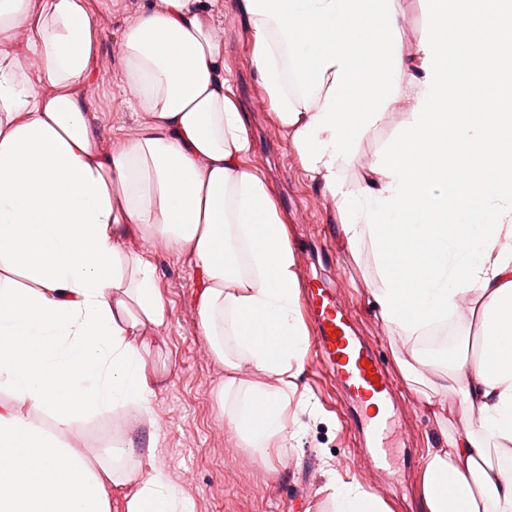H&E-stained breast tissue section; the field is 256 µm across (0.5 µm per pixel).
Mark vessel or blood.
I'll return each instance as SVG.
<instances>
[{"label":"vessel or blood","mask_w":512,"mask_h":512,"mask_svg":"<svg viewBox=\"0 0 512 512\" xmlns=\"http://www.w3.org/2000/svg\"><path fill=\"white\" fill-rule=\"evenodd\" d=\"M305 300L313 318L314 343L337 384L376 408L366 426L375 443L372 454L377 463H384L386 450L381 441L392 424L389 381L369 345L358 336L347 308L337 302L329 288L319 282H308Z\"/></svg>","instance_id":"b4317fda"}]
</instances>
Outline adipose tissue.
<instances>
[{"instance_id":"ef3b65f1","label":"adipose tissue","mask_w":512,"mask_h":512,"mask_svg":"<svg viewBox=\"0 0 512 512\" xmlns=\"http://www.w3.org/2000/svg\"><path fill=\"white\" fill-rule=\"evenodd\" d=\"M407 48L395 0H236L250 63L310 178L334 199L353 257L369 248L372 305L443 442L422 473L423 512H512V110L465 111L474 81L512 61V0H425ZM224 0H161L125 32L127 103L146 114L120 152H97L77 89L96 25L85 0H0V512H195L133 442L77 444L83 421L121 407L155 423L143 357L165 319L153 266L126 251L134 228L188 248L201 328L241 396L244 447H287L282 404L308 334L297 263L226 73ZM27 28L40 71L10 51ZM405 120L363 183L341 167L385 112ZM463 335L430 348L433 329ZM478 338H471V330ZM477 340L475 353L462 348ZM249 364L252 378L239 376ZM460 397L448 404L449 393ZM336 512H390L327 467Z\"/></svg>"}]
</instances>
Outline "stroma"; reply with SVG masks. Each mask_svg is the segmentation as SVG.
<instances>
[{"label":"stroma","instance_id":"1","mask_svg":"<svg viewBox=\"0 0 512 512\" xmlns=\"http://www.w3.org/2000/svg\"><path fill=\"white\" fill-rule=\"evenodd\" d=\"M85 3L96 23L97 42L82 88L91 99L84 120L98 152L110 154L138 135L145 118L125 101L119 45L147 0ZM217 26L224 61L233 71L235 93L250 124L248 163L262 172L275 197H289L291 206L281 214L293 252H300L306 239L336 260L326 267L311 254L297 270L332 284L338 299L350 309L359 336L393 383L395 427L385 441L387 466L380 471L371 465L363 451L366 435L349 419L353 404L309 356L298 385L307 390L310 401L305 404L292 396L287 409L297 432L292 447L272 448L264 456L239 447L229 423L237 400L218 394L224 368L213 358L200 326L195 299L200 275L192 258L187 250L160 244L136 229L128 234L125 247L151 262L166 305L165 322L152 329L153 339L144 355L148 369L161 380L153 399L156 424H130L118 408L81 423L79 445L97 447L95 431L107 423L113 438L130 436L136 452H144L148 441L156 440V462L195 501L198 512H334L333 502L322 490L327 459L345 480L381 497L391 512H419L433 423L414 385L401 376L391 338L369 303L365 281L373 273L371 253L363 251L360 261L352 260L337 230L340 217L333 198L310 179L280 128L250 65L248 35L233 0H224V15ZM404 118L398 111L386 113L373 133L353 149L341 169L346 182H361Z\"/></svg>","mask_w":512,"mask_h":512}]
</instances>
